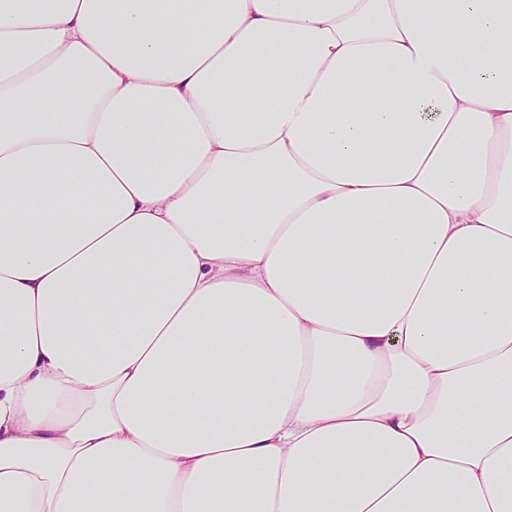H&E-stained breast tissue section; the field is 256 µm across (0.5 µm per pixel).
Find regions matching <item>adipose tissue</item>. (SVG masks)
Instances as JSON below:
<instances>
[{
  "instance_id": "obj_1",
  "label": "adipose tissue",
  "mask_w": 512,
  "mask_h": 512,
  "mask_svg": "<svg viewBox=\"0 0 512 512\" xmlns=\"http://www.w3.org/2000/svg\"><path fill=\"white\" fill-rule=\"evenodd\" d=\"M0 512H512V0H0Z\"/></svg>"
}]
</instances>
